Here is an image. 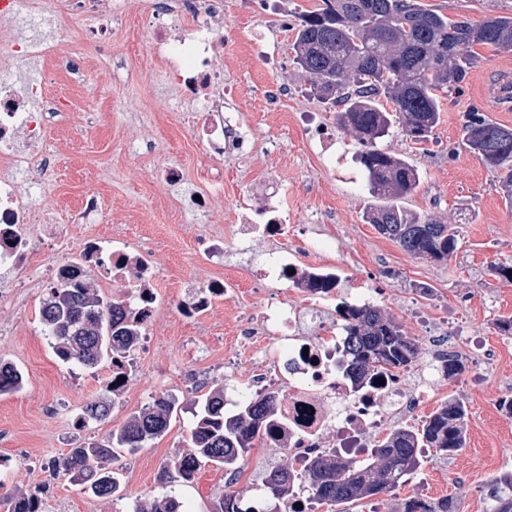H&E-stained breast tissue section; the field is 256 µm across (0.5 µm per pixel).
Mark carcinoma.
I'll return each instance as SVG.
<instances>
[{
    "mask_svg": "<svg viewBox=\"0 0 512 512\" xmlns=\"http://www.w3.org/2000/svg\"><path fill=\"white\" fill-rule=\"evenodd\" d=\"M299 20L294 60L311 77L318 97L340 107L337 125L354 131L362 145L358 159L367 173L369 194L377 201L366 211L367 223L409 255L448 259L458 249V231L402 206L419 188L418 169L378 148L377 140L399 127L416 144L428 141L440 112L435 91L460 87L478 61L475 47L512 50V16H489L474 25L464 17L426 9L417 0H323V7L299 15ZM383 99L394 109L386 110ZM463 139L470 152L498 175L502 190L512 199V129L470 112ZM341 317L344 372L354 386L416 362L415 340L380 308L348 307ZM40 319L53 339L56 358L92 371L132 350L142 331L141 320L131 316L122 299L103 298L85 277L49 288ZM24 382L15 364L0 359V395L20 391ZM111 405L103 396L87 402L78 427L107 419ZM175 407L169 397L155 399L112 428L106 439L70 449L52 466V473L69 476L99 498L112 497L120 487L117 449L135 451L163 436ZM274 413L272 396L256 397L240 411L228 413L224 385H210L190 429L189 448L163 466L159 482L177 477L191 484L206 465L239 467L254 442L267 439ZM466 417L463 402L451 398L421 426L391 430L363 461L344 460L330 448L315 455L300 476L286 465L270 466L262 484L277 501L303 491L330 510L392 493L422 468V448L449 456L464 447ZM232 486L231 480L225 483L224 492L212 502V512H249L240 507L239 493ZM45 494L46 486L36 484L16 487L0 500L8 503L7 512H43ZM487 498L490 512H512L511 471L492 477ZM178 507L172 496H153L138 500L135 512H178ZM395 512H457V507L448 497L437 502L411 497L398 503Z\"/></svg>",
    "mask_w": 512,
    "mask_h": 512,
    "instance_id": "carcinoma-1",
    "label": "carcinoma"
}]
</instances>
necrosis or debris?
<instances>
[{"instance_id":"obj_1","label":"necrosis or debris","mask_w":512,"mask_h":512,"mask_svg":"<svg viewBox=\"0 0 512 512\" xmlns=\"http://www.w3.org/2000/svg\"><path fill=\"white\" fill-rule=\"evenodd\" d=\"M221 0H166V11L191 17L194 26L188 37L173 39L164 24L152 23L150 40L156 51L171 61L169 72L191 98L203 102L206 123L213 135L207 141L205 163L233 157L246 150L237 122L224 114L218 95L224 74L213 60L215 43L212 20ZM70 14L89 23L87 37L107 33L117 0H67ZM0 19L27 28L23 40L0 41V284L26 287V271H38L46 279H60L65 270L90 275L95 259L107 256L115 292L123 296L132 313L142 321L158 312L155 285L162 272L149 251L124 245L104 252L98 240L85 241L77 254L65 253L66 236L60 225L48 222L54 208L38 203L25 183L32 173L55 169L53 151L45 144L51 118L68 111L67 101L48 95L45 82L20 83L17 75L32 59L64 56L70 32L58 25L52 36L42 30L47 16L38 0H0ZM272 240L281 239L287 227L273 221L264 227L251 222L236 225L232 239L209 237L204 252L213 265H223L231 249L240 248L257 230ZM39 233L61 250V257L32 260L30 235ZM268 281L266 299L255 316L240 318L238 331L254 343L251 388L277 399L276 419L267 443L287 454L295 470H303L312 449L335 443L346 456L369 451L389 428L412 423L426 393L421 385L406 382L402 373L386 377L383 384L354 388L342 369L343 326L340 306L366 305L378 292L361 288L346 297L338 296L343 269L332 261L310 258L308 250L292 252L275 245L260 260ZM247 276L213 278L193 287L180 299L178 314L198 324L219 300L233 299L248 287ZM292 288L301 295L298 304H288L283 293Z\"/></svg>"}]
</instances>
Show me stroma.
Wrapping results in <instances>:
<instances>
[{
    "label": "stroma",
    "instance_id": "35a3bbf8",
    "mask_svg": "<svg viewBox=\"0 0 512 512\" xmlns=\"http://www.w3.org/2000/svg\"><path fill=\"white\" fill-rule=\"evenodd\" d=\"M52 13L70 29V48L84 53L88 69L72 78L56 71L48 88L67 98L71 110L53 123L47 140L67 167L49 179L66 220L85 193L98 194L107 207L106 223L69 224L72 246L90 236L111 247L113 237L150 249L164 272L158 292L165 307L147 327L149 348L136 357L124 396L114 398L105 421L78 430L81 407L109 395L111 370L91 372L58 362L38 310L48 285L41 278L20 289V301L0 303V358L26 373L24 391L0 395V490L50 482L45 512H130L138 496L165 493L190 512H209L225 486L224 474L207 467L194 484L173 479L160 487L164 463L187 449L189 429L200 396L212 382L246 381L252 354L235 341L233 304L217 303L202 327L181 319L176 306L185 286L225 275L199 254L200 241L231 235L242 214L271 206L287 210L288 222L302 238H283L282 246L318 240L324 254L339 263L349 283L374 281L384 290V313L418 340L421 356L406 371L412 380L432 358L427 339L457 337L456 350L466 369L453 379L438 378L428 390L421 415L451 398L468 410L466 445L445 458L427 450L421 471L393 493L365 500L350 512H394L400 499L454 497L458 512H489L482 490L491 475L512 470V413L502 407L512 398V332L499 319L512 316V280L494 276L497 264H512V202L493 170L463 142L467 112L479 110L512 128V110L502 109L490 88L512 74V51L478 47L479 60L459 88L439 93L440 118L428 142L416 144L393 130L380 140L384 151L418 169L421 182L406 206L429 213L459 232L457 251L447 260L414 257L382 237L365 221L374 200L357 161L353 133L336 123V109L311 91L309 76L293 60L292 44L301 12L322 0H223L214 20L221 42L216 62L224 71V104L240 112L252 154L214 162L224 187L208 195L198 160L207 143L201 112L187 111L185 96L167 80L164 60L150 43L146 17L151 0H125L121 24L110 43L97 48L81 36L83 23L65 9V0H48ZM425 8L474 23L491 15L512 16V0H420ZM309 114L331 137L314 139L300 120ZM165 167L179 170L170 185L160 179ZM207 194L206 204L187 203L186 193ZM170 395L178 410L168 432L135 452L120 451L118 466L125 498L112 502L93 496L50 468L77 442L106 436L113 426L139 412L152 398ZM264 446L252 448L248 471L235 489L263 507L273 502L260 476L270 465L286 463Z\"/></svg>",
    "mask_w": 512,
    "mask_h": 512
}]
</instances>
